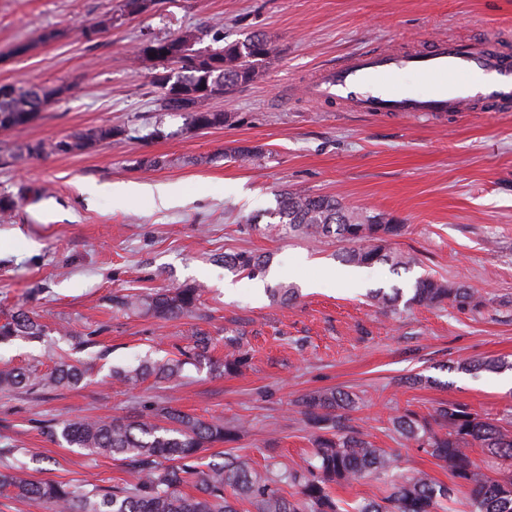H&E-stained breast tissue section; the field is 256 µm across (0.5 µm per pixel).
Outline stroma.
<instances>
[{"label":"stroma","mask_w":512,"mask_h":512,"mask_svg":"<svg viewBox=\"0 0 512 512\" xmlns=\"http://www.w3.org/2000/svg\"><path fill=\"white\" fill-rule=\"evenodd\" d=\"M103 19L101 36L86 39ZM188 29L199 52L218 37L258 33L275 47L254 82L209 100L231 114L229 124L198 129L187 113L161 110L154 78L169 65L134 58L145 42ZM48 30L56 39L42 41ZM494 31L512 36V0H159L140 15L128 14L124 0H0V84L68 88L36 121L0 135V197L14 201L0 218V317L23 306L50 329L39 342L1 344L0 365L37 360L48 370L64 356L87 369L75 387L0 392V446L27 449L38 480L133 484L130 460L51 441L46 425L173 406L236 431L207 456L240 454L260 469L309 452L297 404L336 389L355 400L344 410L350 425L396 454L404 473L447 482V470L402 442L390 419L448 401L498 418L512 409V388H501L498 374L458 367L487 356L512 362V112H334L295 83L360 51H414ZM22 43L31 44L28 54H16ZM109 126L122 135L86 152L10 160L26 144ZM235 146L262 153L238 163L224 155ZM142 158L164 165L146 172ZM145 182L173 185L174 201L161 207L112 193ZM287 190L399 221L404 230L390 246L414 265L397 274L383 264L357 269L338 259L335 239L276 235L273 212ZM239 250L267 258L265 293L225 268L223 255ZM427 273L464 282L483 305L391 314L368 298L376 288L410 290ZM185 284L200 288L202 318L112 309L113 295ZM280 284L298 287L297 299L274 300L268 290ZM198 328L212 338L206 362L171 381L112 385V368L175 353ZM90 331L94 346L74 349L70 333ZM235 346L249 365L222 372Z\"/></svg>","instance_id":"stroma-1"}]
</instances>
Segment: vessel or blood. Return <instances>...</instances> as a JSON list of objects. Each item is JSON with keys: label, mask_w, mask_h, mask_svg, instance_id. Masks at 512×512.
Segmentation results:
<instances>
[{"label": "vessel or blood", "mask_w": 512, "mask_h": 512, "mask_svg": "<svg viewBox=\"0 0 512 512\" xmlns=\"http://www.w3.org/2000/svg\"><path fill=\"white\" fill-rule=\"evenodd\" d=\"M412 73L428 88L417 93L396 83ZM309 94L345 112L445 114L512 110V37L497 32L461 40L439 39L408 53L361 52L316 70Z\"/></svg>", "instance_id": "obj_1"}]
</instances>
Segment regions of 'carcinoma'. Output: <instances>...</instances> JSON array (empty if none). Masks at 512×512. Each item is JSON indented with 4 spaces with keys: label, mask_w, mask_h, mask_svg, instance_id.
<instances>
[{
    "label": "carcinoma",
    "mask_w": 512,
    "mask_h": 512,
    "mask_svg": "<svg viewBox=\"0 0 512 512\" xmlns=\"http://www.w3.org/2000/svg\"><path fill=\"white\" fill-rule=\"evenodd\" d=\"M196 34L186 30L171 39L151 42L142 56L158 61L179 58L177 76L168 80L221 94L248 84L275 53L262 35L248 36L204 54H189ZM64 87H13L0 96V133L7 134L29 124L31 110L60 99ZM192 111L181 100L167 94L161 106L168 112H192L191 123L199 129L222 126L231 120L224 112L196 102ZM125 133L115 127L75 132L51 143L26 145L14 161L42 154H75L95 142ZM278 233L288 237L332 236L343 244L339 258L353 265L384 263L392 271L407 270L412 259L386 247L389 238L401 234L402 224H380L382 215L367 210H350L333 196H312L285 192L275 210ZM262 256L240 250L224 257V266L249 276L261 273ZM403 291L393 287L371 291V299L382 310L398 311ZM451 304L459 310L472 309L481 302L475 292L460 282L431 275L418 278L408 307L434 308ZM112 307L125 314L150 315L160 320L198 317L201 289L185 285L149 294L112 296ZM45 326L39 316L16 309L0 324V341L23 338L40 341ZM211 338L194 331L189 342L173 358H146L135 365L112 369L114 382L136 386L149 377L171 380L181 376L187 365L205 358ZM465 371L497 373L506 364L495 358L468 359L458 364ZM86 374L81 363L60 359L44 371L37 364L0 367V391L35 392L80 383ZM352 403L339 391H318L302 401L300 414L310 429L311 454L288 466L268 465L258 470L243 456H227L220 462L201 465L202 449L234 440L235 432L219 419H201L178 408L165 407L157 413L133 418L75 417L47 426V434L69 446L92 452L133 459L139 471L131 486L87 489L59 481H39L29 474L28 464L17 459L19 448H0V495L20 501L48 503L54 512H238L234 502H246L255 512H456L459 497L465 512H512V420L481 416L457 402L442 403L432 414L422 416L406 409L391 419L398 437L423 451L448 470L452 484L436 481L428 473L407 475L399 471L396 457L375 446L370 434L349 430L336 409ZM481 449L491 459L484 469L472 457ZM194 477L193 492L180 491L188 477ZM374 476L383 483L382 496L343 506L332 486ZM294 492L284 495L283 487Z\"/></svg>",
    "instance_id": "1"
}]
</instances>
